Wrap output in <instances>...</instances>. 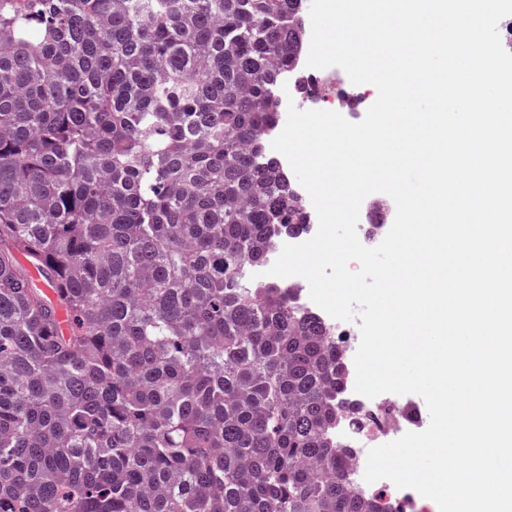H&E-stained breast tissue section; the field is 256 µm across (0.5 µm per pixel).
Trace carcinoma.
Masks as SVG:
<instances>
[{"label": "carcinoma", "instance_id": "cac0c4a2", "mask_svg": "<svg viewBox=\"0 0 512 512\" xmlns=\"http://www.w3.org/2000/svg\"><path fill=\"white\" fill-rule=\"evenodd\" d=\"M303 11L0 0V512H400L324 322L248 276L311 224L266 147Z\"/></svg>", "mask_w": 512, "mask_h": 512}]
</instances>
